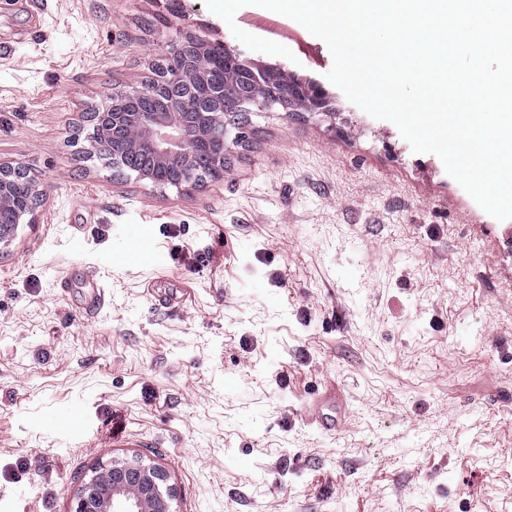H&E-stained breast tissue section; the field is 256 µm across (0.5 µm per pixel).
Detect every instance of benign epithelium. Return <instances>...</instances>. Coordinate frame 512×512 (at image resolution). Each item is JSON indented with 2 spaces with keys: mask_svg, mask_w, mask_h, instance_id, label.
<instances>
[{
  "mask_svg": "<svg viewBox=\"0 0 512 512\" xmlns=\"http://www.w3.org/2000/svg\"><path fill=\"white\" fill-rule=\"evenodd\" d=\"M177 63L152 87L114 94L92 113L100 153L119 167L131 158L148 160L136 177L157 186L162 173L176 164L183 170L175 187L198 185L206 176L195 166L200 156L212 158L209 176L227 172V122L224 98L247 65L241 53L201 36L185 35L177 45ZM252 91L240 101L248 112L279 108L296 112L323 111L324 93L289 97L272 92L266 73L250 70ZM43 192L22 165L0 163V240L8 242L20 224H31ZM171 488L163 470L139 460L113 463L95 472L78 492L75 512H170Z\"/></svg>",
  "mask_w": 512,
  "mask_h": 512,
  "instance_id": "obj_1",
  "label": "benign epithelium"
}]
</instances>
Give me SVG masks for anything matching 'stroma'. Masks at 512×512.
<instances>
[{
	"label": "stroma",
	"instance_id": "stroma-1",
	"mask_svg": "<svg viewBox=\"0 0 512 512\" xmlns=\"http://www.w3.org/2000/svg\"><path fill=\"white\" fill-rule=\"evenodd\" d=\"M166 2L0 0V163L45 192L0 249V512H74L134 458L166 472L172 512H512V219L351 103L300 23L235 15L287 59L240 48L204 0ZM185 34L318 84L327 111L250 113L220 181L113 174L89 113ZM129 225L160 261L123 248ZM91 266L92 317L58 286ZM328 388L332 435L300 414Z\"/></svg>",
	"mask_w": 512,
	"mask_h": 512
}]
</instances>
